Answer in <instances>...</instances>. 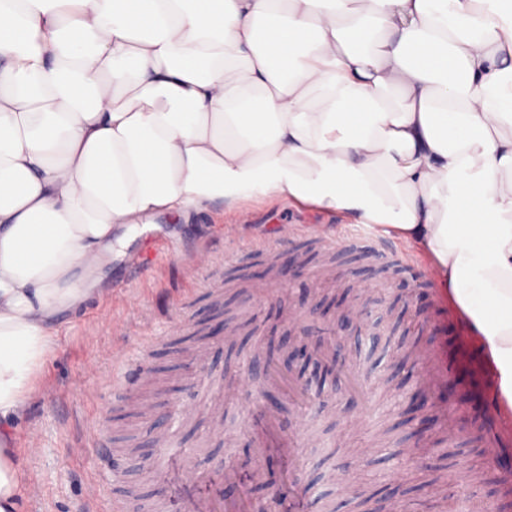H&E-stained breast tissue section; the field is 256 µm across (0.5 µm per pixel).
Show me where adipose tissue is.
<instances>
[{
    "mask_svg": "<svg viewBox=\"0 0 512 512\" xmlns=\"http://www.w3.org/2000/svg\"><path fill=\"white\" fill-rule=\"evenodd\" d=\"M270 197L405 243L512 407V0H0V512L114 232Z\"/></svg>",
    "mask_w": 512,
    "mask_h": 512,
    "instance_id": "1",
    "label": "adipose tissue"
}]
</instances>
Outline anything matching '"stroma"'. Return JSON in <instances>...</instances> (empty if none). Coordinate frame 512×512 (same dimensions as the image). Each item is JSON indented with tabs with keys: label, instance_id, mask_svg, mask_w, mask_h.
<instances>
[{
	"label": "stroma",
	"instance_id": "obj_1",
	"mask_svg": "<svg viewBox=\"0 0 512 512\" xmlns=\"http://www.w3.org/2000/svg\"><path fill=\"white\" fill-rule=\"evenodd\" d=\"M284 224L296 225L300 236L278 252L265 250ZM322 226L333 231V246L315 236ZM149 238L178 246L179 255L133 269L131 257ZM201 249L219 255L203 271L191 260ZM275 254L305 258L302 276L260 279ZM405 256V245L383 228L275 200L243 212L219 203L187 223L160 216L140 225L105 269L106 294L58 316V334L15 431L28 489L24 512H101L130 489L181 512L186 496L209 497L218 485L225 495L247 498L253 512L267 504L273 512H363L358 489L387 490L379 512L393 503L404 512H483L488 502L512 512L499 494L498 472L485 464L489 448L512 457V430L458 428L482 409L463 390L486 361L474 341H462L456 315L425 274L402 272ZM266 283L272 294H260ZM363 305L368 319L359 332L336 335L338 310ZM105 310L126 322V334L114 335L100 320ZM223 324L228 332H220ZM304 344L332 373L309 381L289 371V355ZM437 356L447 358L460 388L444 405L421 379ZM248 361L289 373L314 399L310 413H299L287 392L261 378L236 393ZM142 366L150 380L134 382ZM361 369L371 376L365 401L347 384ZM421 390L436 403L439 421L410 440L399 414ZM243 399L272 404L288 427L309 423L316 443L290 456L260 453L239 411ZM186 405L195 412L175 428L186 452L179 465L197 477L186 483L173 470L162 483L155 461L167 452L155 434ZM218 417L224 433L209 435L206 422ZM366 434L377 445L371 456L362 453ZM228 467L235 479L220 485ZM340 472L353 492L338 485Z\"/></svg>",
	"mask_w": 512,
	"mask_h": 512
}]
</instances>
